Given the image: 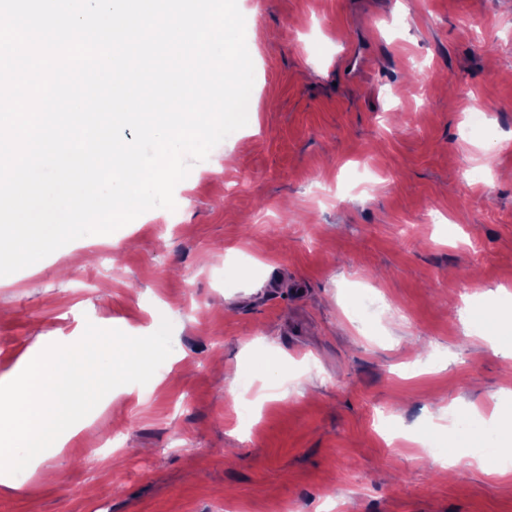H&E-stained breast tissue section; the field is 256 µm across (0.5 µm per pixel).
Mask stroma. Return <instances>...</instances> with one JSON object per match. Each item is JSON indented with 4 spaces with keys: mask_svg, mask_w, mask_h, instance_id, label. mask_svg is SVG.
Wrapping results in <instances>:
<instances>
[{
    "mask_svg": "<svg viewBox=\"0 0 512 512\" xmlns=\"http://www.w3.org/2000/svg\"><path fill=\"white\" fill-rule=\"evenodd\" d=\"M237 5L252 127L175 210L0 277V375L90 323L173 326L154 379L0 483V512H512V465L447 477L417 446L463 405L512 410V353L466 307L512 290V0Z\"/></svg>",
    "mask_w": 512,
    "mask_h": 512,
    "instance_id": "obj_1",
    "label": "stroma"
}]
</instances>
